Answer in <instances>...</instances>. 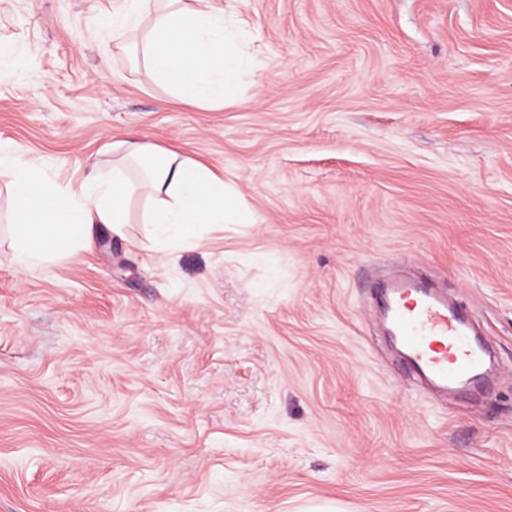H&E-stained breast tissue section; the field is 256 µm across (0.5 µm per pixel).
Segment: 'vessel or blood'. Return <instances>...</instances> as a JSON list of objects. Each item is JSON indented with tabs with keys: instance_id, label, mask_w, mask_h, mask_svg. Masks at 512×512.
<instances>
[{
	"instance_id": "1",
	"label": "vessel or blood",
	"mask_w": 512,
	"mask_h": 512,
	"mask_svg": "<svg viewBox=\"0 0 512 512\" xmlns=\"http://www.w3.org/2000/svg\"><path fill=\"white\" fill-rule=\"evenodd\" d=\"M385 322L411 368L428 381L460 391L479 377L484 349L466 333V320L423 282L396 283Z\"/></svg>"
}]
</instances>
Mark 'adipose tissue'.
Wrapping results in <instances>:
<instances>
[{
    "label": "adipose tissue",
    "instance_id": "adipose-tissue-1",
    "mask_svg": "<svg viewBox=\"0 0 512 512\" xmlns=\"http://www.w3.org/2000/svg\"><path fill=\"white\" fill-rule=\"evenodd\" d=\"M145 28L142 55L155 82L203 108L223 105L227 88L240 75L241 55L224 33L223 0H139L119 31ZM117 159L111 178L92 176L78 188L47 190L36 168L0 157V180L10 188L16 217L10 227L19 265L46 264L66 257L75 242L90 244L95 225L123 235L126 201L145 192L144 222L151 237L175 251L192 241L202 224L224 221V181L206 165L166 148L134 139L112 146ZM139 172L138 182L125 174Z\"/></svg>",
    "mask_w": 512,
    "mask_h": 512
}]
</instances>
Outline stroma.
<instances>
[{
    "instance_id": "obj_1",
    "label": "stroma",
    "mask_w": 512,
    "mask_h": 512,
    "mask_svg": "<svg viewBox=\"0 0 512 512\" xmlns=\"http://www.w3.org/2000/svg\"><path fill=\"white\" fill-rule=\"evenodd\" d=\"M135 0H0V145L49 190L137 137L224 175L177 253L19 266L0 183V512H512V0H225L219 109L114 46ZM475 314L487 387L406 373L373 287Z\"/></svg>"
}]
</instances>
